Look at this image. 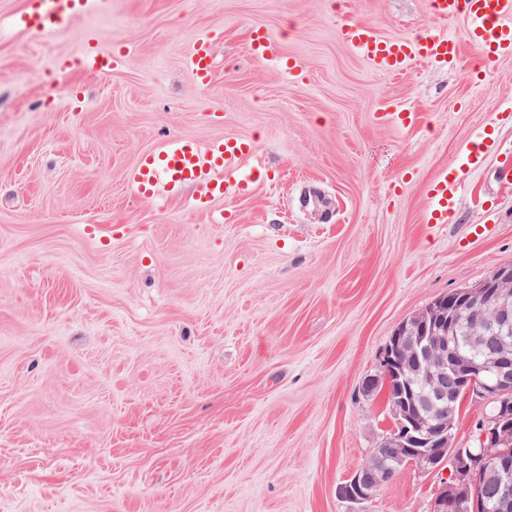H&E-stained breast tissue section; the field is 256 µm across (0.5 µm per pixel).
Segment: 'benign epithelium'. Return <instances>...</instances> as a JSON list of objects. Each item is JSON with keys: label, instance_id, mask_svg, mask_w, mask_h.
I'll return each mask as SVG.
<instances>
[{"label": "benign epithelium", "instance_id": "obj_1", "mask_svg": "<svg viewBox=\"0 0 512 512\" xmlns=\"http://www.w3.org/2000/svg\"><path fill=\"white\" fill-rule=\"evenodd\" d=\"M461 312L469 319L471 343L481 349L493 346L492 354L477 359L459 350L456 339L448 335V320ZM380 368L387 376L407 382L416 379L430 389L427 398L409 389L406 397L394 399L396 426L383 447L392 450L400 465L448 469L432 512H470L473 475L480 463L486 470L504 472L496 512L512 509V466L505 455L512 447V266L498 269L482 285L460 296L437 298L403 322L386 345ZM450 373L463 397L497 405L479 436L477 452L454 446V407L440 416L420 410L422 405L446 403ZM387 481L388 472L380 474L366 465L339 486V494L351 503H361L374 497Z\"/></svg>", "mask_w": 512, "mask_h": 512}]
</instances>
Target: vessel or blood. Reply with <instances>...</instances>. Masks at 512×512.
Returning a JSON list of instances; mask_svg holds the SVG:
<instances>
[{
	"label": "vessel or blood",
	"instance_id": "b4317fda",
	"mask_svg": "<svg viewBox=\"0 0 512 512\" xmlns=\"http://www.w3.org/2000/svg\"><path fill=\"white\" fill-rule=\"evenodd\" d=\"M97 6L98 0H35L33 10L19 15L16 24L39 34L67 23L73 13L92 11ZM430 9L438 20L464 21L470 40L483 50L485 56L512 58V0H430ZM338 33L341 42L379 74H400L416 61L447 66L454 64L461 55L458 41L440 32L387 38L371 24L347 19L340 24ZM85 42L86 50L77 57L62 59L61 68L105 75L120 67L126 59L122 53L99 51L93 36H86ZM250 49L257 59L277 62L290 77H300L304 71L299 60L280 53L263 28H252ZM183 67L196 85L210 84L214 71L210 34L195 40L183 59ZM488 148L486 137L474 138L456 164L436 178L429 192L431 207L426 215L427 223H447L465 174L481 166ZM250 153V144L236 138L206 144L172 138L143 155L130 169L127 183L133 192L149 199L175 193L185 186L192 187V207L206 211L214 199L245 194L257 180V173L245 165Z\"/></svg>",
	"mask_w": 512,
	"mask_h": 512
}]
</instances>
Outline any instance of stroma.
<instances>
[{
    "label": "stroma",
    "instance_id": "1",
    "mask_svg": "<svg viewBox=\"0 0 512 512\" xmlns=\"http://www.w3.org/2000/svg\"><path fill=\"white\" fill-rule=\"evenodd\" d=\"M28 8L0 0V512H430L442 470L361 504L337 488L394 426L364 388L394 330L512 265V59L429 0H103L41 35L13 23ZM347 19L448 33L461 60L376 74ZM256 24L303 79L253 58ZM89 31L124 65L58 70ZM203 31L200 87L182 59ZM388 104L416 125L379 122ZM484 131L453 214L426 223ZM178 137L249 141L264 176L209 214L187 186L135 195L127 172ZM491 409L461 402L456 446ZM490 144L485 136H477L465 148L457 163L450 166L432 184L429 192L431 208L426 223L444 224L457 203L465 174L480 167Z\"/></svg>",
    "mask_w": 512,
    "mask_h": 512
}]
</instances>
